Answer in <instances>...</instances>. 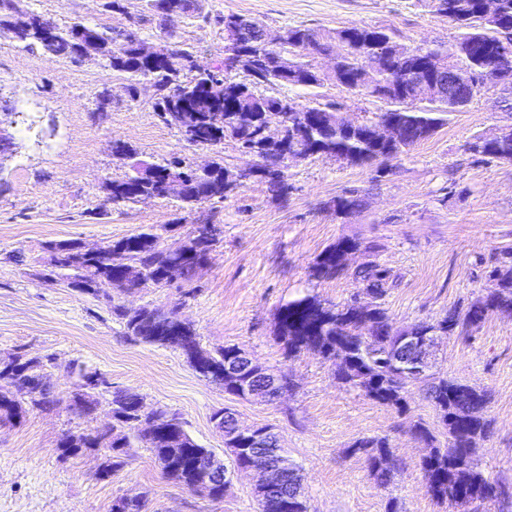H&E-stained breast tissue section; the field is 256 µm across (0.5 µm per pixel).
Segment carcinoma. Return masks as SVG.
<instances>
[{"label": "carcinoma", "instance_id": "cac0c4a2", "mask_svg": "<svg viewBox=\"0 0 512 512\" xmlns=\"http://www.w3.org/2000/svg\"><path fill=\"white\" fill-rule=\"evenodd\" d=\"M197 0H154L152 10L159 29L173 34L171 25L189 16L197 9ZM480 0H427L431 11L446 17L460 34L456 43L471 44L487 61L512 56V39L504 41L496 36L501 30L512 31V0H500L501 15L486 20L479 13ZM236 17L238 36L232 43H224V57L212 68L197 65L192 51L181 46L164 63H154L141 57L137 43L129 29L115 30L96 25H85L97 39V50L106 67L114 73L127 76L131 100H136L137 84L146 79L153 82L157 93L153 111L168 126L179 130L184 139L196 146L211 147L230 137L243 151L255 157V167L262 173L260 181L275 197L288 195V165L315 155H328L351 165H371L376 161L396 158L409 152L430 137L448 121V115L464 108L462 102L449 99L437 105H424L423 80L425 74L418 66L425 57L448 58V50L440 46L405 47L398 43L393 32L384 27H351L332 34H321L313 29H288L290 47L288 64L276 66L274 51L262 42V25L241 13L229 12L214 19V24L225 25V19ZM45 18L19 7L18 0H0V27L19 32L18 41L30 48L72 60L79 59V23L61 27L44 26ZM340 47L336 72L345 78L339 83L347 91L376 98L391 108L376 114L372 121L357 124L355 131L345 132L336 122L325 125L310 123L307 116L324 112L328 106L301 104L286 96L266 92L270 86L309 88L336 81V77L316 72L315 55ZM246 55L251 67L246 80H235L241 69L235 65L231 53ZM270 112L287 116L286 135L279 142L268 143L263 128ZM395 122L410 134L389 149L380 147L371 136L379 123ZM479 154L495 160L512 161V126L493 142L485 143ZM182 166L178 190H166L165 178L171 165ZM153 177L141 182L125 178L112 181V203H134L143 194L154 192L162 199L182 203L188 212L198 211L215 199L227 197L224 190V161L213 162V171L205 178L194 174L178 158L152 165ZM363 200L350 194L336 198V215L346 218L360 211ZM76 239L50 240L43 245L46 254L44 279L60 282L81 294H97V285L107 279L118 283L127 292H135L148 284L167 285L165 276L169 264L179 262V278L185 284L194 281L200 262L207 261L213 244L204 245L194 232H189L171 244L163 242L162 234L153 227L143 228L109 243L99 253L76 250ZM361 243L342 238L326 248L311 267V276L317 280L332 279L346 271L339 263L340 253L359 248ZM135 266L140 277L128 280L124 270ZM350 276L362 286V291L373 301L364 308L356 307L354 300L327 303L315 296L303 295L281 305L277 316V336L288 354L313 350L324 360L336 362L342 357L344 366L338 368L336 379L363 391L381 405L406 409L404 393L410 386L425 391L434 405L440 423L448 433L451 451L433 450L421 463L428 491L440 501H451L461 506H473V512L486 502L495 501L506 493L504 487L488 481L473 469L471 454L476 439L485 436L490 421L484 416L487 394L470 385L443 376L403 375L393 365L396 342L401 330L388 320L377 303L389 288L390 275L376 261H369L354 269ZM495 287L472 301L465 312L445 313L435 323L421 322L411 326L416 333L439 331L454 335L458 328H477L495 311L512 310V268L492 271ZM160 307L145 305L136 309L123 305L112 306V315L122 324L124 334L131 340L145 344L174 347L185 357L199 354L214 366L208 379L224 385V358L236 347L224 346L207 350L200 344L196 329L185 326L171 337L178 323L163 320ZM46 364L40 357L18 352L7 365L0 364V420L19 422L27 408L51 410L63 403L53 391L45 373ZM82 390L75 393L66 408L79 416L93 415L99 405L95 390L103 383L97 373L82 374ZM112 423L109 435L99 431L71 433L58 443L63 455H76L86 450H97L102 440H109V448L101 463L105 477L126 464L129 448L136 441L150 450L162 472L188 489L195 488L201 470L213 451L197 444L185 430L180 418L163 419V425L148 433L141 425L142 398L127 391L112 392ZM226 428L224 446L233 465L240 467L248 459L268 463L269 449L279 445L278 436L270 427L264 446L255 447L251 436L236 432V426ZM354 450L366 455L368 471L374 482L386 486L391 480L387 439L363 438ZM259 512H308L297 472L274 483V487L256 488ZM112 512H146V500L120 496L112 501Z\"/></svg>", "mask_w": 512, "mask_h": 512}]
</instances>
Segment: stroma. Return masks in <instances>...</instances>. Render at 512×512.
I'll return each instance as SVG.
<instances>
[{
  "label": "stroma",
  "mask_w": 512,
  "mask_h": 512,
  "mask_svg": "<svg viewBox=\"0 0 512 512\" xmlns=\"http://www.w3.org/2000/svg\"><path fill=\"white\" fill-rule=\"evenodd\" d=\"M29 11L65 26L82 21L101 27H135L150 43L160 39L149 0H19ZM247 15L270 33L302 26L319 32L384 26L404 45L452 47L459 31L434 14L425 0H198L179 19L175 42L196 51L209 68L224 55V37L214 26L227 12ZM128 82L109 71L98 55L79 61L27 49L0 31V99L10 101L18 149L0 165V358L17 351L52 357L47 372L59 398L78 392L81 371L107 382L96 414L85 418L60 406L33 409L22 422L0 421V512H111L118 496L147 494V512H258L254 473L232 469L222 500L165 477L148 449L134 447L127 464L111 477L100 474L102 454L61 456L66 435L110 423L115 390L140 395L147 410L179 415L200 445L224 452V436L212 414L229 407L244 426L273 427L280 445L303 477L309 512H463L427 489L421 462L432 448L448 449L438 416L419 389L406 396V412L376 403L340 383L336 368L311 351L288 354L276 334L279 307L311 294L339 303L368 295L350 269L377 261L392 286L381 305L391 323L407 328L434 322L485 295L492 271L512 259V162L486 160L474 142L512 124L499 92L481 94L407 154L379 166H353L329 156L291 163L290 191L274 198L257 179L244 181L202 214L223 227L193 294L177 285H153L126 294L103 287L82 295L42 278L43 244L74 238L109 243L139 229L182 218L180 202L151 199L126 205L106 200L104 185L125 177L134 162L161 164L180 158L196 166L223 159L230 171L250 166L232 138L215 147L186 142L153 110L154 89L142 83L129 98ZM107 94L106 109L98 97ZM289 97L338 104L348 118L372 119L381 100L347 93L336 85L292 89ZM123 140L133 158L113 154ZM355 190L360 212L337 217L332 202ZM361 242L349 255V271L315 280L309 269L337 239ZM116 304L180 308L212 350L232 345L255 363L286 375L293 387L280 399L258 402L232 397L201 377L174 348L127 340L112 314ZM435 370L486 390L488 436L472 455L490 482L512 488V310L490 314L466 337L441 341ZM430 428L435 444L412 433ZM387 438L394 472L377 486L356 441Z\"/></svg>",
  "instance_id": "1"
}]
</instances>
